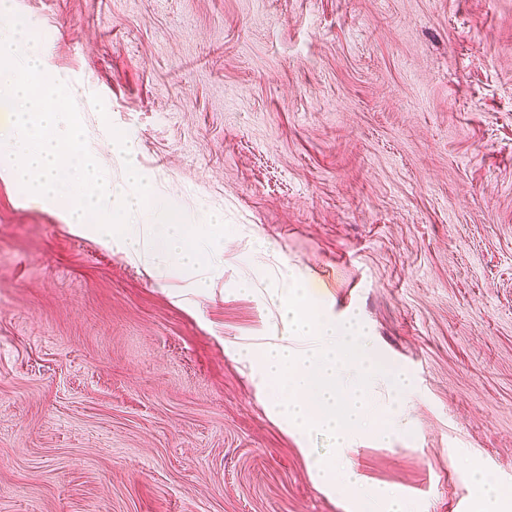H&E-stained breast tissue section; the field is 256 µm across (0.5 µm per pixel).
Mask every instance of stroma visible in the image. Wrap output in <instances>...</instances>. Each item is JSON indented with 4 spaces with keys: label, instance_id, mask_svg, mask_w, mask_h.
Instances as JSON below:
<instances>
[{
    "label": "stroma",
    "instance_id": "35a3bbf8",
    "mask_svg": "<svg viewBox=\"0 0 512 512\" xmlns=\"http://www.w3.org/2000/svg\"><path fill=\"white\" fill-rule=\"evenodd\" d=\"M112 181L229 226L156 276L0 178V512H344L236 347L282 264L406 371L351 457L419 512L512 490V0H10ZM100 95L98 114L91 95ZM250 281L252 293L235 292Z\"/></svg>",
    "mask_w": 512,
    "mask_h": 512
}]
</instances>
